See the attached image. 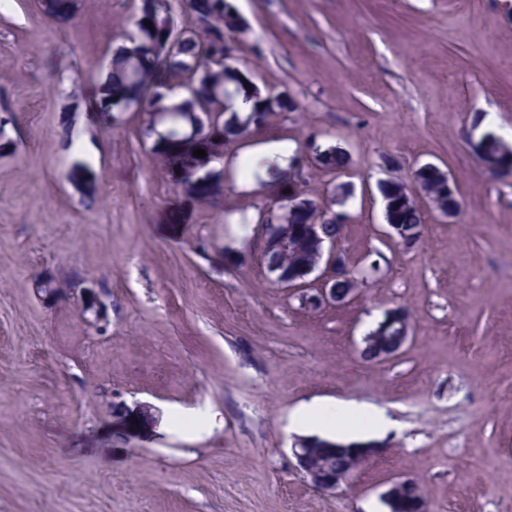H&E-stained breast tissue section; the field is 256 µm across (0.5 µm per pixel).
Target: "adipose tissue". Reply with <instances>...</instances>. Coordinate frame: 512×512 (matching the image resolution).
<instances>
[{
	"label": "adipose tissue",
	"instance_id": "obj_1",
	"mask_svg": "<svg viewBox=\"0 0 512 512\" xmlns=\"http://www.w3.org/2000/svg\"><path fill=\"white\" fill-rule=\"evenodd\" d=\"M295 151L294 144L287 140H274L237 156L234 167L239 184L248 186L256 178L259 161L277 159L288 164ZM357 421L364 434H381L392 425L382 409L376 406L350 401L336 400L312 403L298 409L291 418L293 427L305 434L328 437L341 422Z\"/></svg>",
	"mask_w": 512,
	"mask_h": 512
}]
</instances>
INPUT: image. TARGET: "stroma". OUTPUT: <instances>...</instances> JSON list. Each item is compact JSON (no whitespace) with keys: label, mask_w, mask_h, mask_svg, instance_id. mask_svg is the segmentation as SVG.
<instances>
[{"label":"stroma","mask_w":512,"mask_h":512,"mask_svg":"<svg viewBox=\"0 0 512 512\" xmlns=\"http://www.w3.org/2000/svg\"><path fill=\"white\" fill-rule=\"evenodd\" d=\"M246 20L237 65L300 104L236 154L311 134L349 164L311 166L307 190L347 214L341 245L367 284L309 311L253 257L258 212L288 178L215 209L185 195L141 135L137 112L87 129L86 103L134 0H79L75 25L38 0L0 9V512H385L411 477L428 512H512V175L471 147L512 128V0H231ZM451 173L461 211L426 212L412 247L381 234L369 186L386 161ZM100 283V333L77 296L43 302L37 276ZM401 307L402 354L358 351ZM367 402L395 422L382 452L331 494L296 472L294 410ZM152 406L145 416L144 406ZM192 410L194 427L171 423Z\"/></svg>","instance_id":"1"}]
</instances>
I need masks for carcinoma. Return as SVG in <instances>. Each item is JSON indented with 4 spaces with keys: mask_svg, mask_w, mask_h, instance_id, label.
<instances>
[{
    "mask_svg": "<svg viewBox=\"0 0 512 512\" xmlns=\"http://www.w3.org/2000/svg\"><path fill=\"white\" fill-rule=\"evenodd\" d=\"M194 9L196 20L181 28L176 50L155 55L146 48V43L158 40L159 31L174 18L171 7L155 12L146 0L141 14L135 16V31L121 34L125 43L112 51V71L93 86L91 98L110 112H124L133 101L148 94L143 113H167L170 136L194 135L204 129L205 123L212 122L230 144L258 123L267 126L280 114L299 109V103L288 101L286 94L276 106L267 105L265 99L254 94L253 87L243 83L247 76L238 68L212 61L218 42L238 46V35L245 32L244 20L226 0H194ZM146 20L151 26L144 24ZM239 95L253 101L252 111L245 116L231 110L230 100ZM151 152L186 195L204 205L210 204L212 184L207 174L200 172L192 180L178 181V169L172 167L169 146L163 138ZM485 152L490 158L512 163V148L497 137L486 144ZM314 164L334 174L345 166V154L337 146L321 144ZM416 181L431 210L441 216L459 210L460 201L448 192L446 173L440 168L418 169ZM383 193L386 223L409 228L422 223L423 212L406 184L390 182ZM309 221L305 210L288 211L283 226L287 232L285 248L268 254L262 264L272 284L297 278L320 261L319 244L308 234ZM314 462L332 468L342 464L332 453L331 441L325 439L315 446Z\"/></svg>",
    "mask_w": 512,
    "mask_h": 512,
    "instance_id": "cac0c4a2",
    "label": "carcinoma"
}]
</instances>
